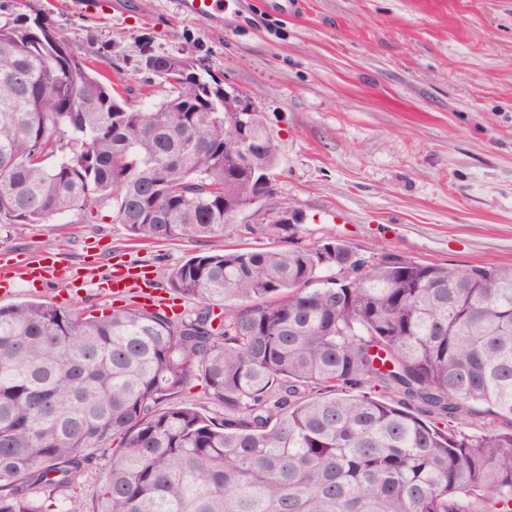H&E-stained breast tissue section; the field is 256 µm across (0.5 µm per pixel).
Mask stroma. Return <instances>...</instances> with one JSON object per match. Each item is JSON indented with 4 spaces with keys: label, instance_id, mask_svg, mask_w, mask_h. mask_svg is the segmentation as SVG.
I'll return each instance as SVG.
<instances>
[{
    "label": "stroma",
    "instance_id": "1",
    "mask_svg": "<svg viewBox=\"0 0 512 512\" xmlns=\"http://www.w3.org/2000/svg\"><path fill=\"white\" fill-rule=\"evenodd\" d=\"M77 52L150 102L166 87L148 56L191 59L262 112L280 145L273 199L300 210L299 237L336 236L358 256L396 254L467 268L512 265V0H303L282 17L262 0H224V20L188 19L172 0H37ZM275 236L227 230L204 241L142 244L104 217L0 224V254L58 261L43 300L112 308L68 284L99 257L157 269Z\"/></svg>",
    "mask_w": 512,
    "mask_h": 512
}]
</instances>
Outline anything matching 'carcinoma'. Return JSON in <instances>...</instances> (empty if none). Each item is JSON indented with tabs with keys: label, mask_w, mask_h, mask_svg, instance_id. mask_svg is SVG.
I'll return each instance as SVG.
<instances>
[{
	"label": "carcinoma",
	"mask_w": 512,
	"mask_h": 512,
	"mask_svg": "<svg viewBox=\"0 0 512 512\" xmlns=\"http://www.w3.org/2000/svg\"><path fill=\"white\" fill-rule=\"evenodd\" d=\"M137 108L43 9L0 5V224L110 206L151 243L224 236L263 190L222 83ZM279 145L263 114L244 116ZM279 245L168 272L179 316L0 306V512H512V265ZM205 381L215 412L182 401ZM489 416L480 435L448 429ZM100 475L92 506L75 496Z\"/></svg>",
	"instance_id": "cac0c4a2"
}]
</instances>
